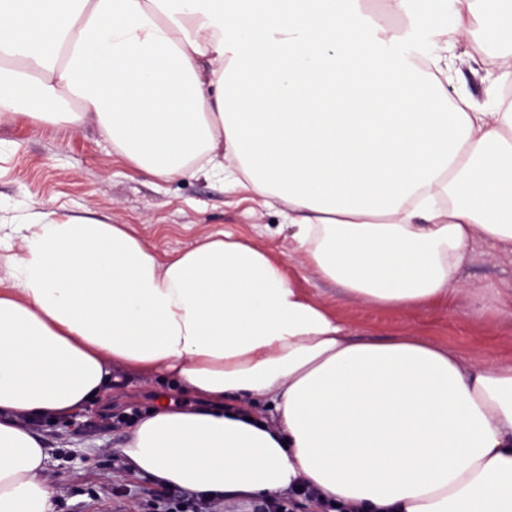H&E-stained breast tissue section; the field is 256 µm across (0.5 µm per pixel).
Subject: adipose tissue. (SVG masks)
I'll use <instances>...</instances> for the list:
<instances>
[{
	"label": "adipose tissue",
	"instance_id": "ef3b65f1",
	"mask_svg": "<svg viewBox=\"0 0 512 512\" xmlns=\"http://www.w3.org/2000/svg\"><path fill=\"white\" fill-rule=\"evenodd\" d=\"M422 0H0V123L94 118L134 168L220 175L288 210L289 253L349 297L461 294L512 256V100H449L411 61ZM454 44L512 84V0H452ZM0 512H55L36 425L114 376L196 403L137 419L131 472L216 500L305 486L326 512H512V365L418 336L352 340L281 259L219 231L168 258L127 224H0Z\"/></svg>",
	"mask_w": 512,
	"mask_h": 512
}]
</instances>
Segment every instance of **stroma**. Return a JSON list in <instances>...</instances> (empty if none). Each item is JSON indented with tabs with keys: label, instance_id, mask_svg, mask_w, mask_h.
I'll use <instances>...</instances> for the list:
<instances>
[{
	"label": "stroma",
	"instance_id": "obj_1",
	"mask_svg": "<svg viewBox=\"0 0 512 512\" xmlns=\"http://www.w3.org/2000/svg\"><path fill=\"white\" fill-rule=\"evenodd\" d=\"M494 46L461 44L454 51L449 98L488 102L500 85L475 64ZM282 205L261 207L249 193L231 190L223 177H150L130 166L99 136L94 124L64 130L26 116L0 124V224H24L34 212L64 220L83 215L129 224L158 255L181 251L224 230L283 259L287 272L322 300L355 339L383 341L404 333L495 365L512 364V317L497 309L498 292L512 286V258L477 254L466 269L468 290L485 298L475 312L467 293L452 304L398 311L359 302L288 254L289 230ZM179 403L190 397L158 381L122 378L110 398L82 420L45 423L49 460L44 478L57 512H195L196 493L155 485L128 472L121 447L130 420L151 410L158 395Z\"/></svg>",
	"mask_w": 512,
	"mask_h": 512
}]
</instances>
